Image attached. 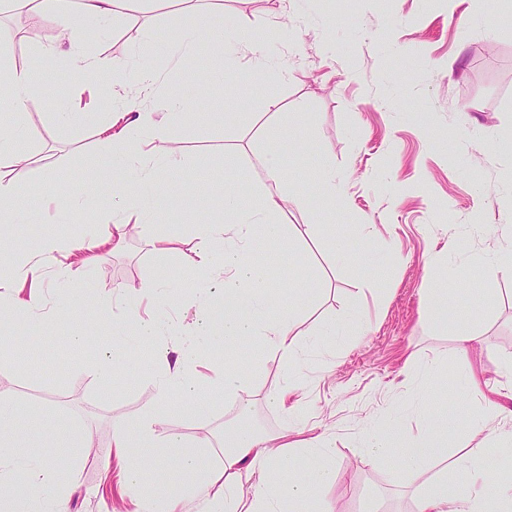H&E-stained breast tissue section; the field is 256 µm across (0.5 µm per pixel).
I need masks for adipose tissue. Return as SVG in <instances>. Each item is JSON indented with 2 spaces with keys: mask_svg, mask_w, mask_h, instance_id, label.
<instances>
[{
  "mask_svg": "<svg viewBox=\"0 0 512 512\" xmlns=\"http://www.w3.org/2000/svg\"><path fill=\"white\" fill-rule=\"evenodd\" d=\"M31 17L53 24L55 38L40 53L46 57L65 54L68 63L80 72L96 74L121 72L119 62L103 57L89 45L87 33L105 20L119 23L128 16L129 0H24ZM206 41L224 58L245 52H257L258 40L253 32L236 30L224 33L222 9L208 15L186 9L181 13L179 31L170 39L167 57L170 67H180L192 58L199 41ZM12 36L0 30V75L8 82L13 95L16 118H23L37 101V88L27 68L16 66L7 54ZM132 88L112 97V110L96 125L103 145L101 161L112 173V207L108 221L112 232L108 243L112 252L124 249L131 232L147 236L153 251L167 253L180 243L173 232L155 230L153 218L163 204L157 193L159 183H166L170 197H178L174 171L178 156L151 164L143 156L138 136L156 137L168 134L193 111L192 103L177 96L160 97L162 78L152 70L137 72ZM297 145L275 147L264 154L262 163L268 178L258 188L259 204L243 207L238 193L224 192V208L233 212L231 224H204L194 250L195 267L213 269L221 277V293L217 309L198 322L195 335L209 348L234 353L244 343L263 341L267 354L284 364L297 361L300 345L295 326L301 317L296 309L269 319L275 296L267 279V270L254 257L253 241L263 235L270 242L283 239L300 241L304 236L332 237V224H308L295 230L285 222L288 196L281 187L285 153L297 152ZM31 160L19 152L14 129L0 126V223H15L20 211L16 202L31 188ZM136 185L137 194L127 192ZM60 243L52 238L39 239L33 252L22 258L23 271L17 276L0 277V301L16 298L23 288L32 294L21 310L28 320H35L34 310L39 296L42 272L47 258L60 251ZM190 350L180 348L175 358L161 356L160 371L155 380L157 402L145 408L133 424L112 427V446L117 458L126 466L122 479L126 489L138 492L144 470L166 475L177 472L185 477L183 492L198 496L202 512H324L322 490L329 476L332 444L322 436L305 441L288 442L287 432L270 435L254 428L228 424L224 427V457L216 468L205 469L197 451L184 447L182 435L170 428L162 411L171 397H179L184 408L198 407V382L187 369ZM250 371L236 361H228L216 376L225 398L236 403L240 412H249L257 400L273 409L291 413L289 398L297 394L299 385L285 376L275 390L256 397L248 382ZM419 382V407L425 421L420 438L398 444L392 425L368 433L359 443L362 462L400 471L409 484L415 485L414 512H489V501H496V512H512V494L491 481L482 461L484 451L469 450L456 458L448 456V436L454 423L448 416L435 413L430 406L432 390L428 377ZM55 434L59 447H70L67 431L58 418L48 411H36L16 401L0 400V479L15 471H24L27 480L12 489L7 512H30L32 503H40V512H63L68 487L57 480L52 461L26 454L23 435L28 425ZM317 458L318 466L297 470L298 456ZM451 459L458 476L459 490L449 494L448 480L435 464Z\"/></svg>",
  "mask_w": 512,
  "mask_h": 512,
  "instance_id": "obj_1",
  "label": "adipose tissue"
}]
</instances>
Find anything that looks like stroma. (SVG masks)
Instances as JSON below:
<instances>
[{"label": "stroma", "instance_id": "35a3bbf8", "mask_svg": "<svg viewBox=\"0 0 512 512\" xmlns=\"http://www.w3.org/2000/svg\"><path fill=\"white\" fill-rule=\"evenodd\" d=\"M282 10L291 20L284 37L273 29ZM179 12L178 0H138L128 21L98 25L93 47L132 67L163 66L162 45L177 29ZM224 25L258 35L268 61L263 75L255 76L252 63L241 58L233 80L207 85V74L222 61L201 46L171 79L173 90L195 101V118L141 144L147 159L182 158L176 175L182 198L162 206L155 219L161 230L181 234L177 251L152 252L136 233L123 252L87 258L83 278L72 285L79 304L68 312L53 274L75 256L56 253L39 290L45 316L39 327L26 330L21 316L0 312V398L71 422L74 463L41 429L28 433L30 454L56 458L58 477L69 485L68 512H136L110 448L112 425L132 422L154 403L148 378L157 350L137 343L130 313L184 325L202 316L204 290L219 283L214 273L192 265L197 225L232 223L217 188L264 184L260 157L276 144L295 143L300 155L287 160L284 177L287 221L335 225L336 238L302 245L311 274L296 280L282 275L283 246L257 241L255 259L267 267L280 309H303L296 327L302 354L291 369L253 343L237 360L249 364L254 385L265 393L295 374L303 394L299 420L334 444L336 477L324 490L333 512H361L376 494L390 512H412L403 475L363 465L357 445L388 422L401 440L422 435L424 422L413 406L415 375L430 371L440 379L434 405L459 424L449 451L480 447L486 438L469 423L483 401L448 397L468 367L508 394L512 408V381L501 374L512 359V272L488 277L483 266L505 247L498 229L512 217V149L502 146L512 133V0H224ZM52 39L47 23L11 46L35 70L41 94L21 134L33 156L36 189L22 201L17 223L0 236V275L14 272L17 256L41 237L71 242L92 230L100 236L109 231L104 216L111 196L96 185L112 176L96 159L102 146L95 120L67 122L59 114L72 92L108 75L89 78L62 56L40 64L37 49ZM271 97L279 100L282 119L267 114ZM217 112L224 120H214ZM325 164L335 168L344 192L313 210L304 198L320 194L317 174ZM56 183L90 197V205L46 208ZM476 224L488 225V232H473ZM345 250L354 262L342 259ZM455 266L460 279L480 275L481 286L454 288L453 317L432 318L425 282ZM155 279L170 284L169 297L138 303L134 288ZM466 325L481 342L464 359L454 352V334ZM330 328L335 344L313 341L314 332ZM78 335L84 343L76 350ZM118 336L139 363L132 372L115 369L105 382L94 365L107 358ZM213 366L202 355L190 367L202 378L199 414L175 399L165 409L188 443L223 434L225 422L240 418L268 432L284 428L285 419L262 403L238 416L211 381Z\"/></svg>", "mask_w": 512, "mask_h": 512}]
</instances>
